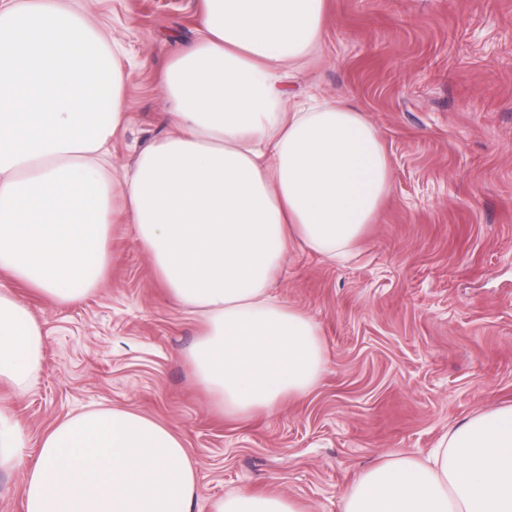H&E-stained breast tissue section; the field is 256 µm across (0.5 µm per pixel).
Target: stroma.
<instances>
[{
    "instance_id": "stroma-1",
    "label": "stroma",
    "mask_w": 512,
    "mask_h": 512,
    "mask_svg": "<svg viewBox=\"0 0 512 512\" xmlns=\"http://www.w3.org/2000/svg\"><path fill=\"white\" fill-rule=\"evenodd\" d=\"M124 49L129 119L108 146L132 168L170 120L160 75L200 27V0H65ZM318 48L290 99L344 100L377 130L392 188L352 258L293 244L272 292L319 324L328 358L304 398L249 418L217 414L184 354L200 317L176 307L127 225L97 289L59 304L0 274L39 320L43 365L0 387L26 436L0 471V512H24L43 435L82 408L167 425L197 465L193 512L236 490L341 512L360 474L426 457L448 430L512 404V0H326Z\"/></svg>"
}]
</instances>
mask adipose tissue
<instances>
[{
	"label": "adipose tissue",
	"instance_id": "obj_1",
	"mask_svg": "<svg viewBox=\"0 0 512 512\" xmlns=\"http://www.w3.org/2000/svg\"><path fill=\"white\" fill-rule=\"evenodd\" d=\"M197 39L161 77L172 129L123 176L99 158L125 123L124 70L85 15L56 0H0V271L76 301L131 225L179 308L204 328L185 354L229 417L303 397L327 356L317 321L272 297L292 243L345 259L391 189L387 154L343 101L285 107L280 85L318 46L325 0H202ZM42 327L0 289V383L26 388ZM196 469L165 425L93 409L48 431L25 512H192ZM213 512H303L241 490ZM342 512H512V406L449 430L427 459L363 472Z\"/></svg>",
	"mask_w": 512,
	"mask_h": 512
}]
</instances>
